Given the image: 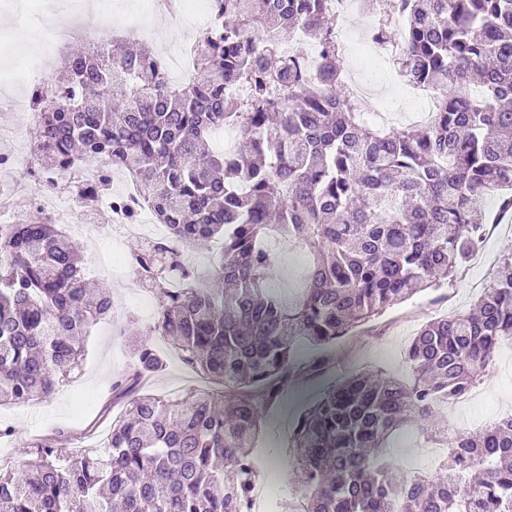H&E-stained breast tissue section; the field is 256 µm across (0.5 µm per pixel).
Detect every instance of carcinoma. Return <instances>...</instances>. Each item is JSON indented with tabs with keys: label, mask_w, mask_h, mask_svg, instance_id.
<instances>
[{
	"label": "carcinoma",
	"mask_w": 512,
	"mask_h": 512,
	"mask_svg": "<svg viewBox=\"0 0 512 512\" xmlns=\"http://www.w3.org/2000/svg\"><path fill=\"white\" fill-rule=\"evenodd\" d=\"M392 43L403 19L407 80L439 92L431 121L378 132L340 91L335 14L326 0H215L220 26L194 44L189 84L130 41L65 58L67 78L31 98L29 163L59 175L92 159L123 170L172 242L140 244L129 261L159 296L151 332L227 394H138L163 358L142 340L130 399L102 452L56 441L20 473L0 474V512H250L252 448L262 414L296 368V349L321 347L357 323L448 280L485 237V196L512 213V0H363ZM296 29L323 50L264 39ZM241 85L244 96L227 88ZM234 127L246 152L217 155L210 135ZM104 183L79 186L93 207ZM312 253L304 286H271L268 237ZM220 242L202 270L181 247ZM112 312L91 299L69 238L40 222L0 228V405L52 395L79 369L90 328ZM512 339V254L472 311L427 322L405 354L411 378L355 374L300 417L294 448L303 512H512V413L476 433L448 434L436 412L480 382ZM409 426L446 449L432 477L392 476L391 448Z\"/></svg>",
	"instance_id": "cac0c4a2"
}]
</instances>
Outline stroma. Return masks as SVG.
I'll list each match as a JSON object with an SVG mask.
<instances>
[{
	"mask_svg": "<svg viewBox=\"0 0 512 512\" xmlns=\"http://www.w3.org/2000/svg\"><path fill=\"white\" fill-rule=\"evenodd\" d=\"M144 27L147 35L143 44L159 56L174 51V34L182 31L191 39L197 35L193 28L181 30L178 17L155 12L145 19ZM344 67L359 74L371 73L373 105L378 107L396 100V128L410 125L417 103L393 87L382 55L373 49L365 54L352 51L346 56ZM92 217V224L72 237L86 262L95 253L112 248V215L106 204H98ZM271 249L275 258L274 287L284 292L297 291L310 263L308 249L296 241L280 238L274 239ZM510 252L512 215L489 227L482 246L453 280L387 308L326 348L299 350L300 369L264 412L253 451L259 484H268L272 479L278 484L276 512H295L305 495L294 481L295 455L291 448L293 431L304 411L345 376L360 372L407 376L404 353L417 331L432 319L467 313L495 274L503 255ZM87 277L112 293L117 302L115 313L111 319L92 327L85 341L86 356L80 376L60 384L48 400L0 406V428L10 430L8 436L0 438L1 472H14L36 462L38 440L59 438L81 448H93L112 427V382L129 371L132 361L130 339L123 336L122 330L130 322L139 330L152 324V317L138 307L149 291L126 264L118 268L100 267L88 272ZM151 342L164 355L165 365L142 382L143 391L159 396L213 391V384L186 367L165 339L155 336ZM473 395V400L460 403L456 419L457 424L468 430L481 428L512 412L511 347L500 346L494 365L474 388ZM392 460L401 474L428 473L435 466L423 442L411 431L395 441Z\"/></svg>",
	"mask_w": 512,
	"mask_h": 512,
	"instance_id": "1",
	"label": "stroma"
}]
</instances>
